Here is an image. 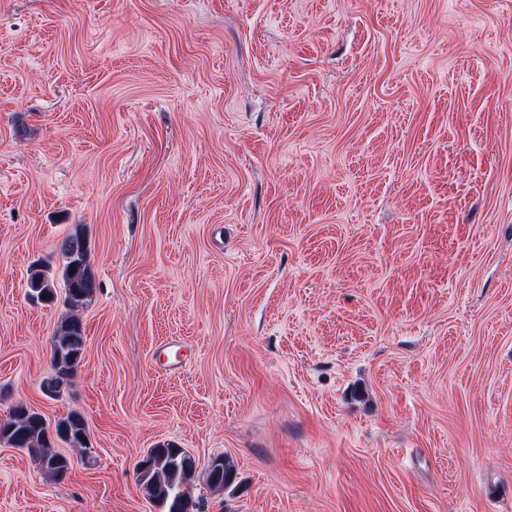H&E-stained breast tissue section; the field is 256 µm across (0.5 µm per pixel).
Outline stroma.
I'll return each instance as SVG.
<instances>
[{"instance_id": "1", "label": "stroma", "mask_w": 512, "mask_h": 512, "mask_svg": "<svg viewBox=\"0 0 512 512\" xmlns=\"http://www.w3.org/2000/svg\"><path fill=\"white\" fill-rule=\"evenodd\" d=\"M83 226L95 288L48 397ZM0 512H512V0H0ZM235 483L206 484L211 457ZM59 251L65 260L62 273L65 314L53 332L49 374L42 381L44 392L53 399L61 398L77 375L85 346L80 311L94 290L89 245L83 230L76 228L63 238ZM43 266L41 262H35L30 267L29 273V292L36 294L43 303H53L57 301V291L54 278ZM86 420L76 411L57 419L53 431L45 418L24 403L15 404L7 419L0 422V442L10 447L26 451L40 466L57 481H62L70 471L71 461L53 452L55 438L72 448H79L85 454ZM148 459L138 464L140 482L149 499L162 505L164 512H195L191 493L197 464L183 448L163 443L151 448ZM210 463V465H209ZM206 471V483L214 490L229 488L236 480L235 466L223 455H217L210 459ZM216 463L213 467L212 464Z\"/></svg>"}]
</instances>
